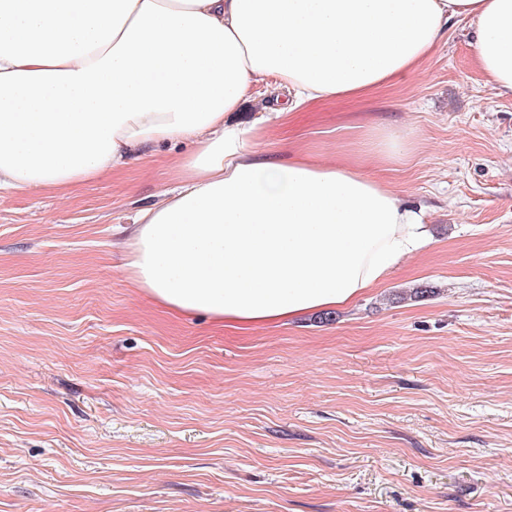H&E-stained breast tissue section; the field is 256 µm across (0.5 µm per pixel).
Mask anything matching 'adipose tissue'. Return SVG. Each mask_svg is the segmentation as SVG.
<instances>
[{"label":"adipose tissue","instance_id":"ef3b65f1","mask_svg":"<svg viewBox=\"0 0 512 512\" xmlns=\"http://www.w3.org/2000/svg\"><path fill=\"white\" fill-rule=\"evenodd\" d=\"M462 19L512 98V0H0V188L65 192L191 142L179 187L131 229L135 286L245 327L347 306L427 226L359 168L257 151L268 116H226L269 82L290 96L283 120L406 81Z\"/></svg>","mask_w":512,"mask_h":512}]
</instances>
